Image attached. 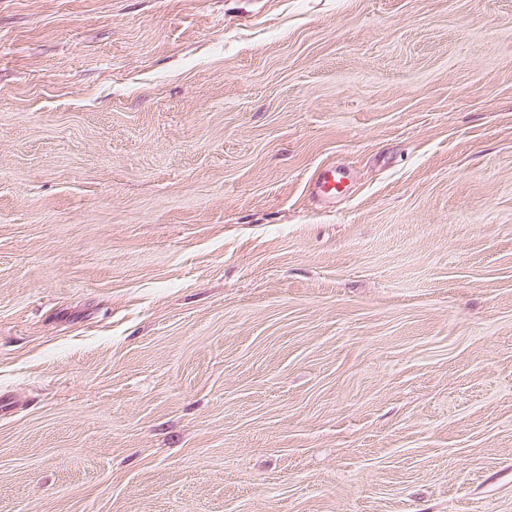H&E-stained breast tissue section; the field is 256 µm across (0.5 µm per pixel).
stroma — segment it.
<instances>
[{"label":"stroma","instance_id":"1","mask_svg":"<svg viewBox=\"0 0 512 512\" xmlns=\"http://www.w3.org/2000/svg\"><path fill=\"white\" fill-rule=\"evenodd\" d=\"M0 512H512V0H0ZM343 179L344 176L336 169L326 168L319 173L316 185L323 195L336 198L346 191Z\"/></svg>","mask_w":512,"mask_h":512}]
</instances>
